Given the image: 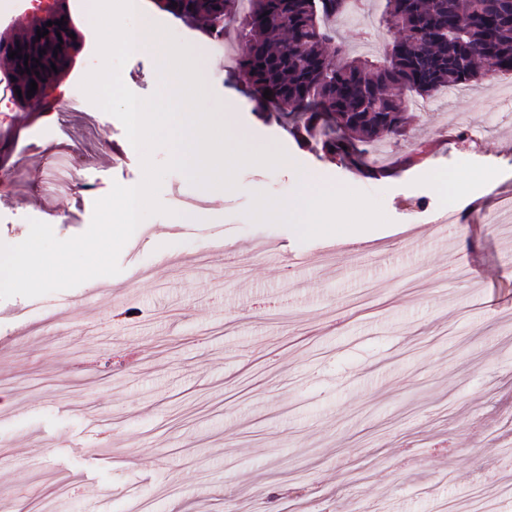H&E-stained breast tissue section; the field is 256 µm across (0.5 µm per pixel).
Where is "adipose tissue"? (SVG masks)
Returning <instances> with one entry per match:
<instances>
[{
    "label": "adipose tissue",
    "instance_id": "1",
    "mask_svg": "<svg viewBox=\"0 0 512 512\" xmlns=\"http://www.w3.org/2000/svg\"><path fill=\"white\" fill-rule=\"evenodd\" d=\"M300 185L299 192L287 198H260L259 216L271 221L289 217L297 223L305 224L310 217L322 213L327 219L344 222L345 213L337 209L335 194L318 189L313 177L308 174L302 175Z\"/></svg>",
    "mask_w": 512,
    "mask_h": 512
}]
</instances>
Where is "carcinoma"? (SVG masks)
<instances>
[{"instance_id": "1", "label": "carcinoma", "mask_w": 512, "mask_h": 512, "mask_svg": "<svg viewBox=\"0 0 512 512\" xmlns=\"http://www.w3.org/2000/svg\"><path fill=\"white\" fill-rule=\"evenodd\" d=\"M350 0H172L164 11L201 22L211 35L243 16L235 74L251 88L257 115L284 127L301 146L368 176L373 149L404 135L412 98L473 86L492 72L512 73V0H385L384 22L403 35L380 59L352 57L336 41ZM45 92L58 74L29 54ZM39 64H34V60ZM272 96L264 98L265 90Z\"/></svg>"}]
</instances>
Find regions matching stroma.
I'll list each match as a JSON object with an SVG mask.
<instances>
[{
	"mask_svg": "<svg viewBox=\"0 0 512 512\" xmlns=\"http://www.w3.org/2000/svg\"><path fill=\"white\" fill-rule=\"evenodd\" d=\"M79 0H64L76 47L51 95L100 67ZM338 39L352 53L393 36L382 0H364ZM175 28L199 61L232 136L280 146L289 168H243L208 199L183 174L162 182L167 211L144 219L145 248L121 273L36 298L0 300V495L16 512H512V102L505 76L439 91L390 158L423 161L369 177L299 147L259 119L241 81L236 28L223 47L141 0L130 21ZM141 97L156 58L121 70ZM74 154V186L55 158ZM340 189L347 224L304 229L256 217L259 197L298 190V171ZM441 178L443 189L433 180ZM138 151L100 112L0 120V241L30 220L68 239L113 184L138 185ZM203 200L179 219L178 197ZM453 215L445 235L430 227ZM362 239V253L327 255ZM271 241L281 262L253 252ZM310 255L314 264L295 258ZM28 464L9 477L16 459ZM110 493L105 508L80 480Z\"/></svg>",
	"mask_w": 512,
	"mask_h": 512,
	"instance_id": "35a3bbf8",
	"label": "stroma"
}]
</instances>
